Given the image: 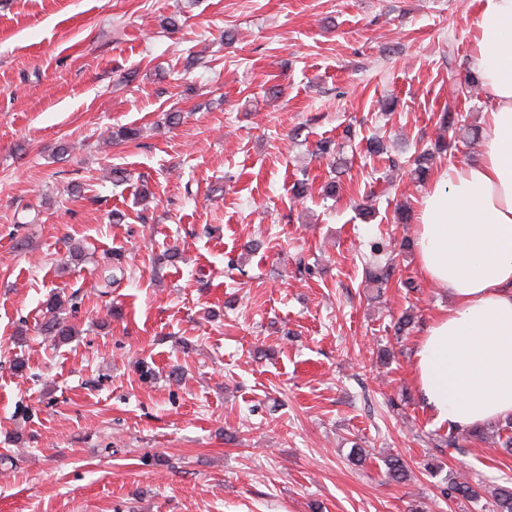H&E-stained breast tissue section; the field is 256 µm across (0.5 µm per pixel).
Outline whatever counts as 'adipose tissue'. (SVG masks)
<instances>
[{"instance_id":"1","label":"adipose tissue","mask_w":512,"mask_h":512,"mask_svg":"<svg viewBox=\"0 0 512 512\" xmlns=\"http://www.w3.org/2000/svg\"><path fill=\"white\" fill-rule=\"evenodd\" d=\"M470 69L491 97L475 161L443 167L418 206L424 280L452 304L413 352L436 421L469 430L512 419V0H481Z\"/></svg>"}]
</instances>
